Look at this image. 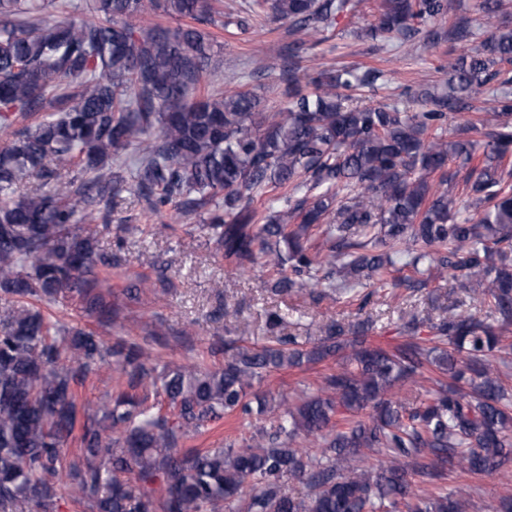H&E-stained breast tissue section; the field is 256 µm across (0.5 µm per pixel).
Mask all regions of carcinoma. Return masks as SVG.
<instances>
[{"label": "carcinoma", "instance_id": "cac0c4a2", "mask_svg": "<svg viewBox=\"0 0 512 512\" xmlns=\"http://www.w3.org/2000/svg\"><path fill=\"white\" fill-rule=\"evenodd\" d=\"M221 2L96 0L94 15L75 21L47 18L53 0H0V122L38 115L0 148V508L49 512L64 475L94 512H468L466 490L443 492L448 470L492 474L512 461V393L491 364L512 348V99L491 88L512 84V29L483 37L461 16L443 30L435 23L449 0H379L357 38L412 49L478 41L448 56L440 87L407 91L412 110L354 97L386 84L378 67L322 69L302 83L307 54L359 0H244L229 13ZM498 8L473 4L486 24ZM157 14L187 23L141 24ZM257 17L289 36L276 107L242 83L203 88L216 69L209 28L246 35ZM477 95L483 111L457 130L480 138L448 139V122ZM30 178L51 189L15 198ZM127 185L152 214H204L224 258L272 269L277 295L323 280L322 298L424 288L421 275L434 271L492 317L408 312L392 348L372 343L367 320H333L312 342L230 340L224 364L205 370L158 363L155 332L110 345L80 327L56 336L26 299L77 297L118 317L93 271L112 263L98 249L100 224ZM267 191L280 195L260 217L252 200ZM398 263L413 275L394 276ZM329 358L336 371L315 393L254 391L274 369ZM109 363L118 380L98 412L77 388ZM432 370L448 383L427 402L394 398ZM147 382L172 414L148 403ZM226 416L253 428L249 437L182 449ZM261 417L269 426L253 425Z\"/></svg>", "mask_w": 512, "mask_h": 512}]
</instances>
